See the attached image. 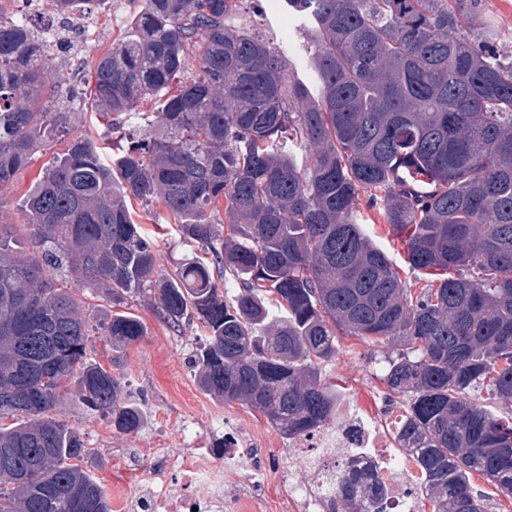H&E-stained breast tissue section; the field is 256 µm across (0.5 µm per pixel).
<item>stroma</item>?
I'll return each mask as SVG.
<instances>
[{"label": "stroma", "mask_w": 512, "mask_h": 512, "mask_svg": "<svg viewBox=\"0 0 512 512\" xmlns=\"http://www.w3.org/2000/svg\"><path fill=\"white\" fill-rule=\"evenodd\" d=\"M141 7V0H107L99 8L97 18L91 20L90 34L69 33L66 44L53 51L54 64L68 77L61 90L62 99L87 98L92 58L130 32L131 21ZM234 22L253 29L282 49L290 58L295 75L308 87H315L314 74L298 53L304 38L297 21L289 17L285 0H244ZM60 149V144L52 143L34 154L13 185L1 193L6 205L0 210V218L5 223H21V206L27 190L42 176L48 160ZM135 211L154 243L162 273H173L184 260L198 256L197 244L184 237L162 204L147 208L139 205ZM360 220L394 261L403 283L422 288L424 277L406 263L399 240L393 239L381 217L364 209ZM121 308L139 316L146 326V336L117 360L101 336H90L88 357L111 367L113 374L122 378L130 400L146 411V427L138 433L124 434L113 429L110 418L86 407L67 404L59 411L63 419L82 432L91 450L88 467L106 492L113 496L124 488L145 485L155 464L163 457L209 445L212 438L233 431L243 447L252 449L262 463L278 471L277 476L256 489L264 504L262 512H301L292 482L283 475L288 467L290 440L258 412L238 403H224L198 387L189 360L206 341L200 322H191L176 331L141 300L125 299ZM385 354L383 347L342 336L338 339L335 358L324 365L323 371L342 387V415L357 416L375 427L382 444L378 456L396 462L403 454L394 433L405 402L388 393L380 381Z\"/></svg>", "instance_id": "stroma-1"}]
</instances>
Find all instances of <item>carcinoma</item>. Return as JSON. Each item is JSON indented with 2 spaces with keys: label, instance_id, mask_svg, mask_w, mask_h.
I'll list each match as a JSON object with an SVG mask.
<instances>
[{
  "label": "carcinoma",
  "instance_id": "carcinoma-1",
  "mask_svg": "<svg viewBox=\"0 0 512 512\" xmlns=\"http://www.w3.org/2000/svg\"><path fill=\"white\" fill-rule=\"evenodd\" d=\"M101 2L53 0L60 16ZM242 2L145 0L89 74L92 110L144 119L143 137L111 158L109 128L70 139L28 191L24 224H0V512H112L79 465L83 434L57 415L65 399L120 432L146 426L121 378L87 357L90 331L123 354L145 325L89 308L87 290L141 297L175 330L197 318L200 389L289 439L335 418L323 366L337 336L392 349L381 380L408 406L395 439L416 455L419 512H487L473 476L512 498V418L470 396L512 411V38L481 0H286L313 93L229 22ZM48 48L0 13V190L63 117L67 77ZM363 196L427 276L418 294L358 221ZM132 199L162 203L211 261L160 273ZM373 488L344 466L330 475L336 512H376Z\"/></svg>",
  "mask_w": 512,
  "mask_h": 512
}]
</instances>
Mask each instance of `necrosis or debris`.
Listing matches in <instances>:
<instances>
[{"instance_id": "necrosis-or-debris-1", "label": "necrosis or debris", "mask_w": 512, "mask_h": 512, "mask_svg": "<svg viewBox=\"0 0 512 512\" xmlns=\"http://www.w3.org/2000/svg\"><path fill=\"white\" fill-rule=\"evenodd\" d=\"M226 439L229 446L220 459L207 448L167 456L156 468L149 486L133 493L139 512H260L259 499L252 487L263 483L269 472L256 460H242L234 447V433H227ZM378 445L376 432L354 418L338 431L319 432L300 439L296 455L299 466L291 471L290 477L302 501L303 512H335V494L317 492L308 476L327 469L338 458L346 465L371 470L379 477L387 489V505L393 512H413L395 478L400 472L405 479H415L413 456H405L400 466H385L374 453ZM175 480L188 486V493L170 496L169 485ZM196 484L203 485V493L193 492Z\"/></svg>"}]
</instances>
